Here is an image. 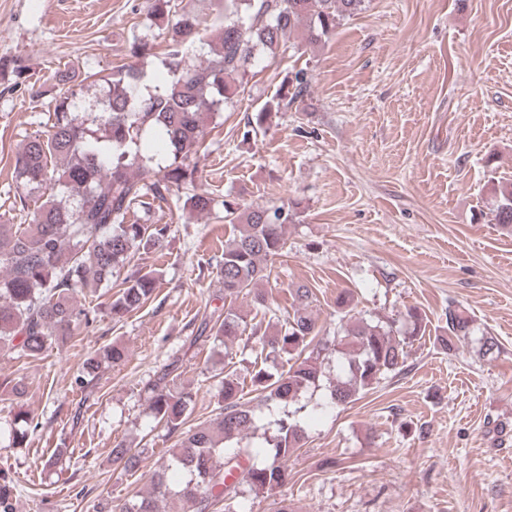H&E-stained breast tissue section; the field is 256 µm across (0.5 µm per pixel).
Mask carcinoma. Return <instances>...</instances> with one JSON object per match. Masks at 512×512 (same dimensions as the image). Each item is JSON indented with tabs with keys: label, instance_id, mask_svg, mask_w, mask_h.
<instances>
[{
	"label": "carcinoma",
	"instance_id": "cac0c4a2",
	"mask_svg": "<svg viewBox=\"0 0 512 512\" xmlns=\"http://www.w3.org/2000/svg\"><path fill=\"white\" fill-rule=\"evenodd\" d=\"M173 0H149L150 15L169 20ZM365 0H224V26L209 51L195 53L198 26L183 13L172 24V35L162 61L168 79L150 85L139 63L152 54L148 37L128 43L133 60L112 68L102 77L93 99L67 88L54 100L48 128L26 143L14 158L17 181L26 190L48 191L46 200L32 212L27 224H0V345L20 358L39 359L52 343L63 340L88 314L77 307L74 294L89 281L110 282L117 269L135 256L161 248L168 237L167 224H141L131 219L140 209L162 207L169 197L186 194L190 212L209 214L216 201L196 191L198 168L192 155L202 144L213 114L224 110L248 71L257 50L270 53L295 32L308 44L330 38L341 22L359 14ZM9 71L13 84L28 82L24 68L0 61V75ZM289 99L283 107L303 99L307 80L298 70L288 78ZM169 154V163L151 173L144 157L134 151L144 137ZM498 203L493 220L512 229V183L495 189ZM224 222L232 234L224 240L219 280L224 299L250 296L254 305L269 308L258 291L269 280L267 261L286 252L285 226L294 214L282 206L241 209L222 203ZM159 273L137 268L119 284L112 301L113 315L121 316L153 299ZM292 315L272 333L248 328L247 314L224 308L216 319L198 327V337L221 345L245 335L276 357L281 365H254L250 381L260 402L283 408L273 426L259 425L256 409L243 401L237 371L224 372L218 390L219 412L210 423L187 426L194 411V390L174 388L177 364L171 363L147 386L153 419L176 437L170 458L151 478V491L122 504L112 512H210L219 503L229 512L244 493L271 495L288 483L283 461L300 447L303 423L289 407L299 404L311 389L321 387L331 357H336V380L329 383L333 403L349 404L390 374L406 367L409 346L421 332L423 318L415 308L406 311L412 330L394 336L393 324L358 320L339 322L333 338L323 340L309 311L313 291L301 285L291 291ZM471 334V320L458 305L448 303L441 348ZM125 348L114 343L102 356L84 363L85 381L99 367V359L120 362ZM34 417L18 405L11 426V443H26ZM261 434L257 445L241 443L248 434ZM146 449L114 444L112 463L127 473L140 469ZM15 485L0 476V512H14Z\"/></svg>",
	"mask_w": 512,
	"mask_h": 512
}]
</instances>
